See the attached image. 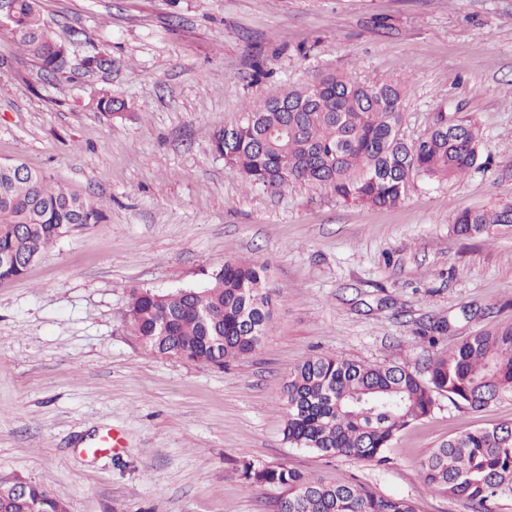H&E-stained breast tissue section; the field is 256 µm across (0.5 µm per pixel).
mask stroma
<instances>
[{"label": "stroma", "instance_id": "35a3bbf8", "mask_svg": "<svg viewBox=\"0 0 512 512\" xmlns=\"http://www.w3.org/2000/svg\"><path fill=\"white\" fill-rule=\"evenodd\" d=\"M71 80L0 32V162L19 161L104 208L19 279L0 282V477L44 485L68 512H277L285 465L468 512L421 462L462 432L512 422L437 395L384 464L283 438V384L311 355L425 372L464 337L512 324V232L466 239L458 213L512 204V0H40ZM93 57L111 67L85 72ZM339 72L404 87L407 139L428 117L473 119L488 160L415 180L391 208L297 183L248 186L212 150L270 93ZM126 102L121 118L102 97ZM266 265L274 324L224 368L156 357L132 334V290L204 287L225 262ZM122 445L103 454L104 436Z\"/></svg>", "mask_w": 512, "mask_h": 512}]
</instances>
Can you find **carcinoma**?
I'll return each instance as SVG.
<instances>
[{
    "instance_id": "cac0c4a2",
    "label": "carcinoma",
    "mask_w": 512,
    "mask_h": 512,
    "mask_svg": "<svg viewBox=\"0 0 512 512\" xmlns=\"http://www.w3.org/2000/svg\"><path fill=\"white\" fill-rule=\"evenodd\" d=\"M7 33L41 70L70 79L67 49L41 19L38 0H11ZM403 95L387 79L329 74L274 92L248 108L233 136L220 129L213 150L247 184L280 193L292 183L330 187L346 202L393 207L416 178L449 180L477 166L482 136L470 121L448 123L435 112L426 132L409 141L402 132ZM104 210L67 187L29 171L0 168V281L28 267L76 224H101ZM512 230V205L465 209L454 221L462 237ZM267 268L227 262L203 288L131 293L132 333L147 351L190 363L224 367L254 353L273 322ZM424 378L402 364H368L310 356L288 374L282 389L284 439L327 457L382 464L396 436L429 415L435 395L478 411L512 393V325L463 338L437 354ZM424 483L463 500L471 512H497L512 498V425L499 424L442 442L422 463ZM241 476L279 486L278 512H416L404 499L352 484H332L298 470L242 464ZM0 512H67L49 488L21 476L0 479Z\"/></svg>"
}]
</instances>
